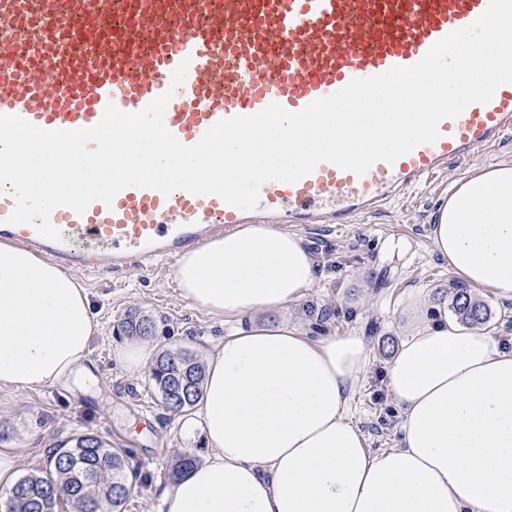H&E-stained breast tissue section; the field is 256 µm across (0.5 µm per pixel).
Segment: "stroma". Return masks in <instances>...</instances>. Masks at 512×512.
<instances>
[{
	"label": "stroma",
	"mask_w": 512,
	"mask_h": 512,
	"mask_svg": "<svg viewBox=\"0 0 512 512\" xmlns=\"http://www.w3.org/2000/svg\"><path fill=\"white\" fill-rule=\"evenodd\" d=\"M512 160V137L449 164L382 210L346 224H307L301 236L314 253L321 277L311 295L288 319L310 338L328 331L355 332L367 340L372 362L349 415L371 451L398 447L399 411L388 393L385 367L405 334V303L419 292L430 304L449 301L458 281L434 251L429 226L451 179L467 175L472 163ZM98 324L86 363L94 377L85 387L59 384L38 389L0 386V451L16 460L19 475L40 472L49 449L92 432L114 448L127 450L137 488L125 512H163L167 470L175 456H199L200 432L183 430V416L162 405L148 370L132 372L116 359L122 338L117 327L129 309L153 318L155 351L187 348L198 356L224 336L220 321L182 299L171 265L132 267L123 273L81 274Z\"/></svg>",
	"instance_id": "35a3bbf8"
}]
</instances>
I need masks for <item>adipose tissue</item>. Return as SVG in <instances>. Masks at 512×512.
<instances>
[{
    "instance_id": "ef3b65f1",
    "label": "adipose tissue",
    "mask_w": 512,
    "mask_h": 512,
    "mask_svg": "<svg viewBox=\"0 0 512 512\" xmlns=\"http://www.w3.org/2000/svg\"><path fill=\"white\" fill-rule=\"evenodd\" d=\"M448 271L512 300V162L452 180L429 228ZM303 237L243 224L184 252V300L231 321L185 426L202 462L173 482L165 512H512V345L430 318L412 294L385 370L399 447L377 453L349 418L371 362L365 338L310 339L258 314L303 302L319 280ZM97 330L87 289L27 248L0 242V384L53 386L83 371Z\"/></svg>"
}]
</instances>
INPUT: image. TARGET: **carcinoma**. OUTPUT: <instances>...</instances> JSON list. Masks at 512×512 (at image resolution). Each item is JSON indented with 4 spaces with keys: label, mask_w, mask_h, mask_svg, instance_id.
Masks as SVG:
<instances>
[{
    "label": "carcinoma",
    "mask_w": 512,
    "mask_h": 512,
    "mask_svg": "<svg viewBox=\"0 0 512 512\" xmlns=\"http://www.w3.org/2000/svg\"><path fill=\"white\" fill-rule=\"evenodd\" d=\"M452 309L465 322L487 319L485 306L472 299L465 288L454 289ZM120 328L127 336L148 338L154 322L130 309ZM204 372L191 351L170 350L157 357L150 380L162 405L177 414L191 409L202 395ZM196 462L190 453L179 455L168 478L175 481ZM126 470L123 451L92 433L80 434L72 443L49 450L44 471L20 478L0 503V512H124L132 492Z\"/></svg>",
    "instance_id": "cac0c4a2"
}]
</instances>
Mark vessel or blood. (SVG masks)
<instances>
[{
	"instance_id": "b4317fda",
	"label": "vessel or blood",
	"mask_w": 512,
	"mask_h": 512,
	"mask_svg": "<svg viewBox=\"0 0 512 512\" xmlns=\"http://www.w3.org/2000/svg\"><path fill=\"white\" fill-rule=\"evenodd\" d=\"M0 0V115L46 130L95 125L107 105L143 109L173 90L164 122L183 144L219 120L277 103L290 111L329 96L352 79L418 62L450 32L472 24L488 0ZM187 63L184 81L172 73ZM512 134V84L485 104L443 119L435 142L395 163L356 175L330 163L295 183L269 181L252 210L215 196L163 195L129 187L112 204L83 213L55 209L62 240L30 223L11 224L0 193V237L50 262L92 273L131 260H172L242 224L346 223L436 177L448 163Z\"/></svg>"
}]
</instances>
